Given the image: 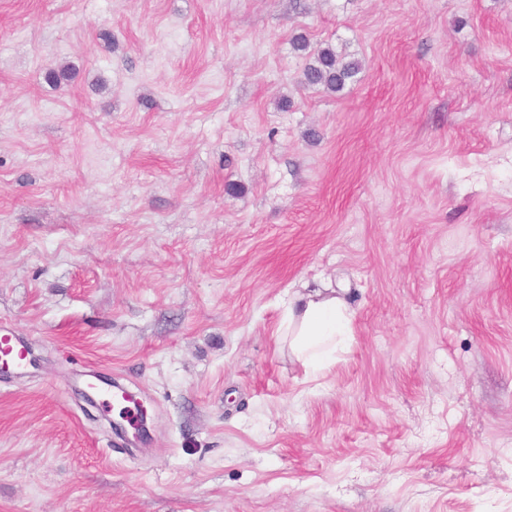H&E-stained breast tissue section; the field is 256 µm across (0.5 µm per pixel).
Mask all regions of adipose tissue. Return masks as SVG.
<instances>
[{"mask_svg": "<svg viewBox=\"0 0 512 512\" xmlns=\"http://www.w3.org/2000/svg\"><path fill=\"white\" fill-rule=\"evenodd\" d=\"M352 309L335 289L303 285L288 295L284 320L288 347L310 370L329 367L352 335Z\"/></svg>", "mask_w": 512, "mask_h": 512, "instance_id": "adipose-tissue-1", "label": "adipose tissue"}]
</instances>
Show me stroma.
<instances>
[{
	"label": "stroma",
	"instance_id": "35a3bbf8",
	"mask_svg": "<svg viewBox=\"0 0 512 512\" xmlns=\"http://www.w3.org/2000/svg\"><path fill=\"white\" fill-rule=\"evenodd\" d=\"M1 329L0 512H512V0H0ZM360 68L358 61L346 60L327 45L306 65L301 83L305 86H321L330 93H339L357 75ZM352 309L336 293V288H321L305 283L288 292L285 336L293 356L313 372L329 367L336 351L352 334Z\"/></svg>",
	"mask_w": 512,
	"mask_h": 512
}]
</instances>
